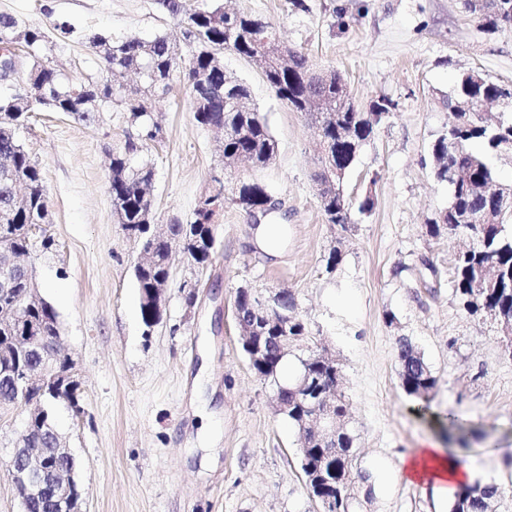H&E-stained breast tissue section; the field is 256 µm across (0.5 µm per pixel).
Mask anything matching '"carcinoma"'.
Instances as JSON below:
<instances>
[{
    "label": "carcinoma",
    "instance_id": "obj_1",
    "mask_svg": "<svg viewBox=\"0 0 512 512\" xmlns=\"http://www.w3.org/2000/svg\"><path fill=\"white\" fill-rule=\"evenodd\" d=\"M159 9L172 18L180 28L186 47L181 55L176 45L165 34L151 40L136 36L120 39L105 33L101 38L111 45L105 53H98L101 76L96 81L68 78L50 65L46 55V33L38 27L22 28L17 19L0 14V41L19 36L20 51L29 56V94L32 102H20L18 96L0 95V109L16 112L15 128L29 119V113L59 112L74 121L93 125L98 113L111 106H118L130 113L133 124L139 127L142 137L154 141L161 127L153 121L145 106V98L128 88L110 89L112 76L126 71L142 70L141 84L150 93H169L174 80H179L190 92L194 119L203 126L222 123L236 129L237 135L224 142V153L244 155L255 168H264L277 153V143L268 125L257 109L242 112L237 101L251 96L249 87L236 89L224 87V72L212 64L213 56L224 53V44L234 37L233 49L244 58L259 55L269 60L263 77L276 97L293 112L311 117L318 128L321 164L329 167L340 162H354V147L366 142L374 127L390 113L393 103L388 99L373 102L363 111L352 96L335 81L321 83L318 72L313 70L308 57L292 52L288 67L276 64V33L260 29L264 19L248 13L229 14L214 0L196 6L188 0H156ZM469 11L489 32L512 29V0H478L468 4ZM207 76L209 85L223 89V95H205L200 92L197 78ZM508 97L503 111L489 118L480 111L486 101ZM97 98L99 106L86 110L77 107L80 102ZM446 107L454 121L440 132L432 145L436 161L435 177L451 188L448 209L441 221L434 222L429 233H439V224L448 226V233L467 230L480 239V247L470 253H461L455 259V293L471 315L489 316L495 312L506 317L496 335H512V289L506 287L512 281V236L505 234L512 225V207L501 208L495 201L476 191L478 185L495 183L494 172L488 159L506 160V144H512V84L489 82L480 74L469 71L462 74L446 98ZM333 112L340 123L329 126L321 118L323 112ZM137 151L134 142L128 140L124 148L112 152V209L118 223L129 237L139 245V250L150 255L149 262L137 263L135 269L139 292H144L169 275L167 240L177 239L197 264L209 261L211 252L200 246V241L211 234L208 224L215 213L195 215L188 224H170L167 231L155 235L145 226L143 214L149 206L146 190L152 183L153 171L146 161L134 166L130 155ZM10 164V169L0 171V257L23 253L48 252L55 246L54 239L45 229L34 231L35 217L47 206V189L42 171L25 150L20 140L0 136V161ZM238 192L225 196L224 187H216L213 193L221 197L219 207L231 202L248 211L261 210L271 197L265 188L255 181H241ZM326 221L346 226L349 223V203L345 197L335 195L320 201ZM56 311L52 305L19 309L13 312L14 323L0 324V336H21L25 328L36 325L41 334L54 332ZM400 378L405 392L415 399L427 401L436 386V377L424 355L406 337L397 340ZM0 396L17 399V403L30 405L43 401L48 416L55 417L59 404L65 403L74 416L80 417L84 409L80 405V390H60L52 377H47L41 390L25 396L18 395L4 383H0ZM349 479L358 489L364 488L368 477L352 464L346 468L344 460L336 459V482ZM499 485L476 480L457 486L450 502L449 512H496Z\"/></svg>",
    "mask_w": 512,
    "mask_h": 512
}]
</instances>
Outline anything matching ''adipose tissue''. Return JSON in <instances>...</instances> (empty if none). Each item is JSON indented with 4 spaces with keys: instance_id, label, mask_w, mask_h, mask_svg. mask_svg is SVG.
<instances>
[{
    "instance_id": "ef3b65f1",
    "label": "adipose tissue",
    "mask_w": 512,
    "mask_h": 512,
    "mask_svg": "<svg viewBox=\"0 0 512 512\" xmlns=\"http://www.w3.org/2000/svg\"><path fill=\"white\" fill-rule=\"evenodd\" d=\"M399 475L406 482L428 483L444 492L471 479L469 467L451 449L439 447L430 439L425 440L414 453L402 458Z\"/></svg>"
}]
</instances>
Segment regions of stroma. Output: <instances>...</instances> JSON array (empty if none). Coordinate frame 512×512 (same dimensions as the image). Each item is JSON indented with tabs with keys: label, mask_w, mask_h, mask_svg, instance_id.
Listing matches in <instances>:
<instances>
[{
	"label": "stroma",
	"mask_w": 512,
	"mask_h": 512,
	"mask_svg": "<svg viewBox=\"0 0 512 512\" xmlns=\"http://www.w3.org/2000/svg\"><path fill=\"white\" fill-rule=\"evenodd\" d=\"M265 17L314 69H335L361 107L386 98L394 108L362 145L344 183L348 228L328 224L313 175L316 129L233 51L224 69L246 82L277 142L265 168L235 179L264 186L286 225L277 255L253 247L249 217L225 204L216 243L201 270L173 250L161 322L145 328L134 277L138 247L112 211V151L137 137L116 107L86 126L38 112L19 137L47 186L48 233L57 249L32 258L41 293L56 308L65 349L81 382L83 418L59 408L82 488L84 512H316L298 459V435L277 415L268 384L250 368L233 320L235 290L248 285L292 295L311 346L339 359L351 404L357 465L371 496L353 512H448L449 494L396 480L401 457L424 439L447 447L432 416L458 415L479 429L460 457L472 477L504 489L498 512H512V356L490 321L466 313L454 292V259L466 239L427 227L450 201L437 181L431 143L451 115L442 103L456 77L475 71L512 83V30L490 33L464 0H223ZM0 13L51 31L64 20L76 35L50 54L67 77L95 80L98 60L80 33L176 39L174 20L154 0H0ZM162 128L134 159L149 161L160 224L193 220L199 200L224 178L215 132L197 123L188 92L173 86L150 99ZM370 210H361L365 199ZM338 251L328 267L330 251ZM199 282L194 306L182 283ZM408 337L437 384L430 413L404 391L396 349ZM23 406L0 409V512H21L8 475Z\"/></svg>",
	"instance_id": "1"
}]
</instances>
